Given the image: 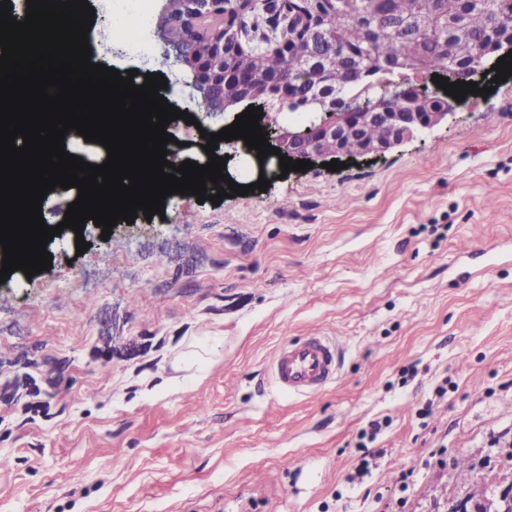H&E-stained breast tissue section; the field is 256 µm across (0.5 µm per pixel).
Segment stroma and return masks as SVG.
Segmentation results:
<instances>
[{
  "label": "stroma",
  "instance_id": "35a3bbf8",
  "mask_svg": "<svg viewBox=\"0 0 512 512\" xmlns=\"http://www.w3.org/2000/svg\"><path fill=\"white\" fill-rule=\"evenodd\" d=\"M106 61L192 92L162 54ZM101 233L0 283V512H450L512 486V77L381 157ZM315 327L338 383L279 394L275 352Z\"/></svg>",
  "mask_w": 512,
  "mask_h": 512
}]
</instances>
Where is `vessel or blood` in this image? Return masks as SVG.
I'll use <instances>...</instances> for the list:
<instances>
[{
  "mask_svg": "<svg viewBox=\"0 0 512 512\" xmlns=\"http://www.w3.org/2000/svg\"><path fill=\"white\" fill-rule=\"evenodd\" d=\"M340 350L336 341L315 332L281 347L270 364L277 392L312 395L334 385L340 373Z\"/></svg>",
  "mask_w": 512,
  "mask_h": 512,
  "instance_id": "b4317fda",
  "label": "vessel or blood"
}]
</instances>
